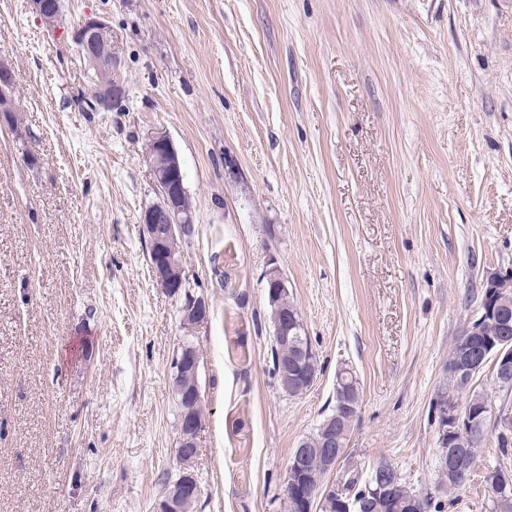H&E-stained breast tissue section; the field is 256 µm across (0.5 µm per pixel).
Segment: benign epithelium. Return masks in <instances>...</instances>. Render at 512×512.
Returning a JSON list of instances; mask_svg holds the SVG:
<instances>
[{
	"mask_svg": "<svg viewBox=\"0 0 512 512\" xmlns=\"http://www.w3.org/2000/svg\"><path fill=\"white\" fill-rule=\"evenodd\" d=\"M27 7L35 14L47 31L60 29L64 0H26ZM76 48L79 57L100 72L112 70V33L108 22L100 17H87L78 26L63 34ZM11 68L0 63V115L6 119L16 112L15 101L4 88L11 86ZM123 83L117 79L106 82L93 95L95 107L110 109L124 97ZM151 150L146 153L153 183L163 187L154 201L146 205L140 217V232L146 239L152 256L150 271L157 287L170 297H184L180 307L182 323L188 327L204 323L209 318V304L201 296L188 290L189 275L184 266V254L170 249L173 241L185 245L195 234L193 211L186 207L189 197L183 182V168L178 153L167 132L157 129L148 136ZM265 294L271 308L274 342L293 343L296 352L289 361L277 362V377L281 388L302 391L311 387L318 377L308 360V348L301 337L304 325L299 313L284 306L288 294L287 280L276 258H271L265 271ZM481 314L466 328L470 336L484 335V328L501 315L502 308L512 300V271L492 273L483 282ZM492 362L496 376H512V341L499 338L483 341L478 345L466 344L464 351L452 360L455 374L471 377L487 362ZM198 366L196 349L182 347L171 360V370L181 372ZM201 394L198 391L181 395V416L178 422L177 448L180 472L178 478L167 485L155 504V512H181V502L187 496L200 497L201 487L194 464L197 459L199 437L203 430V418L199 413ZM439 415L438 467L450 472L460 468L462 457L459 450L466 447L475 431L477 411L464 409L458 404H448L442 397L437 404ZM353 420L351 405L342 401L335 415L320 423V443L324 464L330 473H338L332 483L313 487L306 472L309 448L299 441L289 458L285 491L291 512H311L313 505L336 512V497L344 496V474L336 463V448L340 447L336 436V420Z\"/></svg>",
	"mask_w": 512,
	"mask_h": 512,
	"instance_id": "benign-epithelium-1",
	"label": "benign epithelium"
}]
</instances>
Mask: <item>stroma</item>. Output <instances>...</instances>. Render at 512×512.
Listing matches in <instances>:
<instances>
[{
  "label": "stroma",
  "instance_id": "obj_1",
  "mask_svg": "<svg viewBox=\"0 0 512 512\" xmlns=\"http://www.w3.org/2000/svg\"><path fill=\"white\" fill-rule=\"evenodd\" d=\"M89 15L126 89L108 111H81L93 74L62 37ZM61 27L0 0V512H153L179 469L184 344L202 355L193 512H287L291 451L345 366L353 463L432 488L448 357L485 277L512 270V0H65ZM156 129L194 206L184 262L210 314L190 330L139 230ZM273 256L321 365L295 397ZM505 463L488 435L449 512H489ZM0 114L5 118L9 119L12 114L16 112L15 101L5 90V87H10L13 83V76L11 68L4 62L0 63Z\"/></svg>",
  "mask_w": 512,
  "mask_h": 512
}]
</instances>
